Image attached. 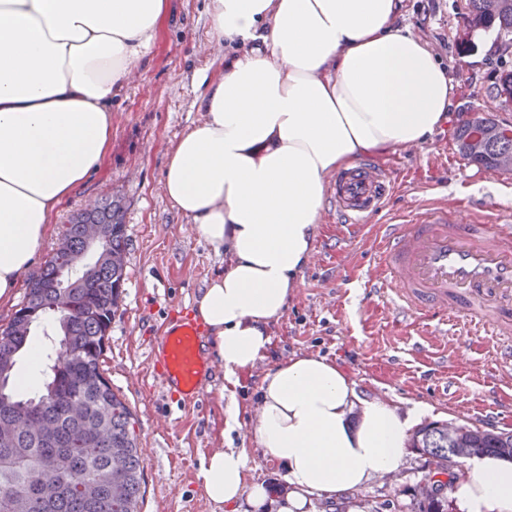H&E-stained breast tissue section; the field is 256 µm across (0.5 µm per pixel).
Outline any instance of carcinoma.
<instances>
[{"mask_svg": "<svg viewBox=\"0 0 512 512\" xmlns=\"http://www.w3.org/2000/svg\"><path fill=\"white\" fill-rule=\"evenodd\" d=\"M470 30L494 29L497 36L512 35V0H469ZM494 88L501 97L512 98V69L496 76ZM483 122L495 128V119L475 113L456 132L460 154L488 169H497L499 156L512 154V136H493L479 154L469 152L470 124ZM108 224L106 245L114 254H126L127 235L120 218V205L99 204L88 214ZM79 222L65 225L68 251L82 250ZM60 266L48 264L41 279L29 284L18 312L31 322L52 314L61 336L47 353L50 381L34 396L21 394L16 371L17 355L28 344L26 336L0 330V424L12 425L8 441L0 442V512H10L5 494L17 492L27 498L26 512H139L143 466L138 454L135 419L127 404L113 391L103 375L102 339L108 335L127 279L126 265H100L94 274L71 288H61ZM82 400L87 414L71 415L70 402ZM473 454L494 453L512 457V433L468 428L464 435ZM410 447L448 466V434L430 423L419 428ZM55 453L68 456L70 473L62 481L70 490L52 502L35 493L42 461ZM97 485L93 495L81 485ZM419 512H447L443 495L417 496Z\"/></svg>", "mask_w": 512, "mask_h": 512, "instance_id": "carcinoma-1", "label": "carcinoma"}]
</instances>
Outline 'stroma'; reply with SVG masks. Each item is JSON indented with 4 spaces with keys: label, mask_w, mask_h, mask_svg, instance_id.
Here are the masks:
<instances>
[{
    "label": "stroma",
    "mask_w": 512,
    "mask_h": 512,
    "mask_svg": "<svg viewBox=\"0 0 512 512\" xmlns=\"http://www.w3.org/2000/svg\"><path fill=\"white\" fill-rule=\"evenodd\" d=\"M468 0H404L399 25L426 41L456 81L452 117L425 144L370 157L396 178V187L375 224L418 210L426 201L448 203L461 214L496 202L512 206V171H492L464 159L457 127L477 111L512 126V105L497 97L492 82L512 68V54L487 45L467 23ZM206 0H173V13L147 62L137 66L112 104L108 152L79 191L52 218L42 254L56 249L63 226L89 203L118 195L126 226L127 280L106 340L103 369L113 391L137 424L144 466L141 512H230L204 496V458L224 439V368L204 334L209 372L194 404L160 388L152 360L168 325L192 315L207 281L223 271L224 259L193 230L190 218L167 199L162 174L171 145L201 119L195 101L197 76L214 74L226 48L209 36ZM333 203H326L314 255L271 327L270 353L242 378L238 390L241 428L233 445L248 449L247 478L271 494L286 489L283 470L256 449L250 433L255 394L269 366L292 354L336 361L364 396L408 410L431 406L430 421L512 431V366L499 363L487 336H462L450 362L418 346L434 323L402 325L384 300H369L366 282L373 257L367 245L344 239ZM428 468L426 456L406 451L403 469L355 491L313 499L309 512H417L414 488Z\"/></svg>",
    "instance_id": "35a3bbf8"
}]
</instances>
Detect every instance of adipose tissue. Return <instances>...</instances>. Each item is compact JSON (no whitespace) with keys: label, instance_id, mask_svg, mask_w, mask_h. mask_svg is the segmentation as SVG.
Returning <instances> with one entry per match:
<instances>
[{"label":"adipose tissue","instance_id":"1","mask_svg":"<svg viewBox=\"0 0 512 512\" xmlns=\"http://www.w3.org/2000/svg\"><path fill=\"white\" fill-rule=\"evenodd\" d=\"M403 0H209L213 42L238 52L199 96L201 120L169 149L165 193L224 256L195 314L224 365L225 428L239 425L242 373L314 250L328 176L365 155L428 141L451 118L454 77L397 26ZM170 0H0V306L34 266L58 206L112 137V99L150 55ZM255 443L285 470L278 512L399 471L425 405L360 396L334 361L294 355L258 386ZM249 451L218 448L201 470L215 505H270ZM459 512H512V460L453 469Z\"/></svg>","mask_w":512,"mask_h":512}]
</instances>
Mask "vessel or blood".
I'll return each instance as SVG.
<instances>
[{
  "mask_svg": "<svg viewBox=\"0 0 512 512\" xmlns=\"http://www.w3.org/2000/svg\"><path fill=\"white\" fill-rule=\"evenodd\" d=\"M389 173L359 163L336 172L329 194L350 234L383 211ZM372 293L411 319L439 318L467 335L494 337L512 362V224L483 213L458 214L441 202L384 225ZM167 388L194 399L208 372L202 332L185 321L167 330L155 356Z\"/></svg>",
  "mask_w": 512,
  "mask_h": 512,
  "instance_id": "b4317fda",
  "label": "vessel or blood"
}]
</instances>
